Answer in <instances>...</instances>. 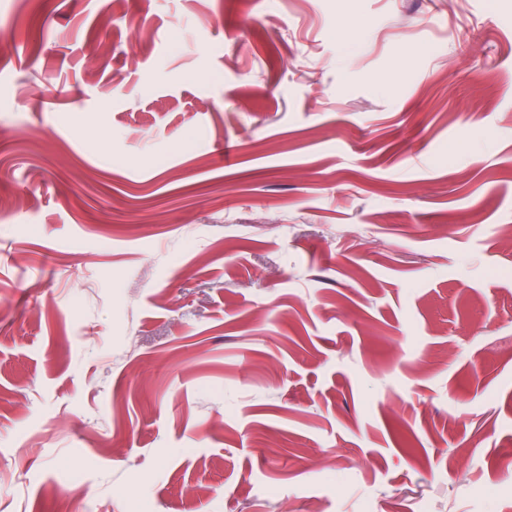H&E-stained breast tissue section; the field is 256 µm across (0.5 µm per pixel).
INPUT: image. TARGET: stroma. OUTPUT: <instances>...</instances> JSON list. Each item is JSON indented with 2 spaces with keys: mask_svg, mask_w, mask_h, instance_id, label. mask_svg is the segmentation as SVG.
I'll list each match as a JSON object with an SVG mask.
<instances>
[{
  "mask_svg": "<svg viewBox=\"0 0 512 512\" xmlns=\"http://www.w3.org/2000/svg\"><path fill=\"white\" fill-rule=\"evenodd\" d=\"M509 230L512 0H0V512H512Z\"/></svg>",
  "mask_w": 512,
  "mask_h": 512,
  "instance_id": "1",
  "label": "stroma"
}]
</instances>
